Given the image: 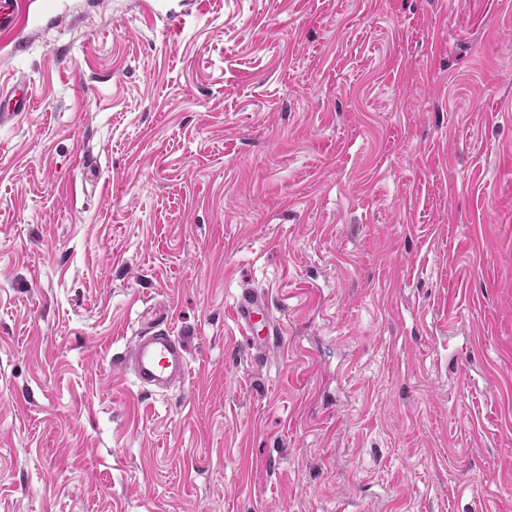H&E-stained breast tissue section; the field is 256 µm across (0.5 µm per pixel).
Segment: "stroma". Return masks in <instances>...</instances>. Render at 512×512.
<instances>
[{"label": "stroma", "instance_id": "1", "mask_svg": "<svg viewBox=\"0 0 512 512\" xmlns=\"http://www.w3.org/2000/svg\"><path fill=\"white\" fill-rule=\"evenodd\" d=\"M151 2L0 38V512H512V0ZM26 85V79L19 77L10 88H0L1 124L17 119L32 110L34 99ZM266 310L267 305L265 303L263 296L254 291L243 292L236 303V321L240 325L246 340L252 342L253 344L256 343V336H254V330L258 316H261L262 318L265 317L267 320L265 321L267 334L264 340L268 338V336H270L271 334L272 336H275V331L270 328V324H273V321L268 320ZM161 325L138 336L118 364L123 365L128 357L127 364L142 386L164 390L186 381L189 362L180 338L173 335L170 326Z\"/></svg>", "mask_w": 512, "mask_h": 512}]
</instances>
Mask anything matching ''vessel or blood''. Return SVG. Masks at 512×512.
Listing matches in <instances>:
<instances>
[{
    "label": "vessel or blood",
    "instance_id": "vessel-or-blood-1",
    "mask_svg": "<svg viewBox=\"0 0 512 512\" xmlns=\"http://www.w3.org/2000/svg\"><path fill=\"white\" fill-rule=\"evenodd\" d=\"M24 19L36 28L45 22H59L60 17L49 8L32 10L29 0H0L1 33H17ZM33 105L25 78H18L11 87L0 88V123L23 116ZM266 310L263 296L253 291L243 292L237 301L235 318L247 341H254L255 325ZM126 355L129 368L145 387L164 390L173 383L185 382L189 375L186 349L167 325H156L143 332L129 346Z\"/></svg>",
    "mask_w": 512,
    "mask_h": 512
}]
</instances>
